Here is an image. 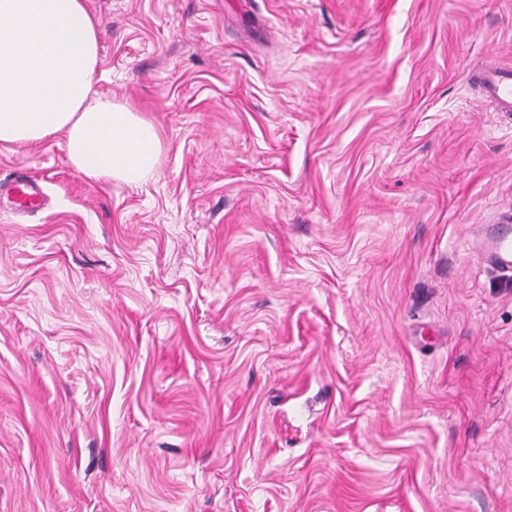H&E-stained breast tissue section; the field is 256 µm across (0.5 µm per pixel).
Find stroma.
Returning a JSON list of instances; mask_svg holds the SVG:
<instances>
[{
    "mask_svg": "<svg viewBox=\"0 0 512 512\" xmlns=\"http://www.w3.org/2000/svg\"><path fill=\"white\" fill-rule=\"evenodd\" d=\"M158 172L0 146V512H512V0H88ZM471 79L494 111L512 112V68L497 61L485 62ZM8 195L16 213H30L42 209L44 196L40 185L35 181L15 179L9 184ZM512 213H505L495 225H488L481 239V247L487 262L503 273H512Z\"/></svg>",
    "mask_w": 512,
    "mask_h": 512,
    "instance_id": "35a3bbf8",
    "label": "stroma"
}]
</instances>
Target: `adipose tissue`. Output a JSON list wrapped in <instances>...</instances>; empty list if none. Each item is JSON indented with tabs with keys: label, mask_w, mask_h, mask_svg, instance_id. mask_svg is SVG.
Here are the masks:
<instances>
[{
	"label": "adipose tissue",
	"mask_w": 512,
	"mask_h": 512,
	"mask_svg": "<svg viewBox=\"0 0 512 512\" xmlns=\"http://www.w3.org/2000/svg\"><path fill=\"white\" fill-rule=\"evenodd\" d=\"M100 30L86 0H0V144L59 136L78 172L137 187L162 141L129 103L94 96Z\"/></svg>",
	"instance_id": "1"
}]
</instances>
